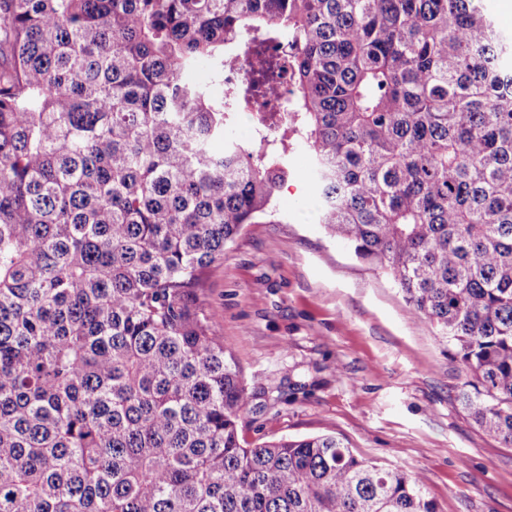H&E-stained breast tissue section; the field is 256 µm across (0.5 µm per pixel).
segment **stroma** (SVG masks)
Wrapping results in <instances>:
<instances>
[{
  "label": "stroma",
  "mask_w": 512,
  "mask_h": 512,
  "mask_svg": "<svg viewBox=\"0 0 512 512\" xmlns=\"http://www.w3.org/2000/svg\"><path fill=\"white\" fill-rule=\"evenodd\" d=\"M276 223L249 224L207 269L209 315L251 396L243 446L333 435L419 476L439 512H512V447L458 402L470 373L384 270L327 235L306 151Z\"/></svg>",
  "instance_id": "35a3bbf8"
}]
</instances>
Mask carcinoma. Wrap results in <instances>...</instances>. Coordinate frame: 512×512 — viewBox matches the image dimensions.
<instances>
[{
  "label": "carcinoma",
  "mask_w": 512,
  "mask_h": 512,
  "mask_svg": "<svg viewBox=\"0 0 512 512\" xmlns=\"http://www.w3.org/2000/svg\"><path fill=\"white\" fill-rule=\"evenodd\" d=\"M283 69L293 111L228 138ZM296 148L512 446V33L480 0H0V512H438L334 436L240 444L204 274Z\"/></svg>",
  "instance_id": "cac0c4a2"
}]
</instances>
